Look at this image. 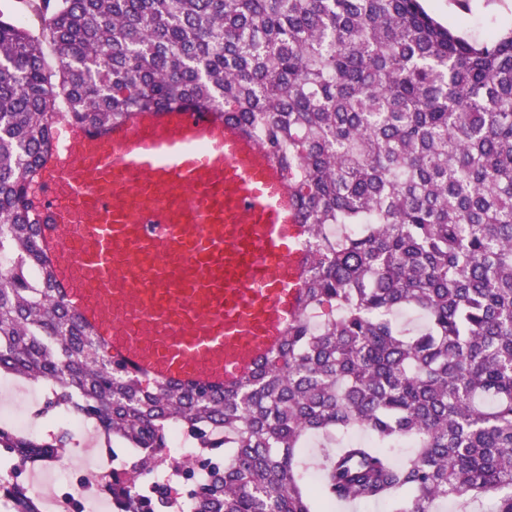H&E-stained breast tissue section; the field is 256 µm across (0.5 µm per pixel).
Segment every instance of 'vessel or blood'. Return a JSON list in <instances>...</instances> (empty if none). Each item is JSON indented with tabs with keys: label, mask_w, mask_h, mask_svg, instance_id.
<instances>
[{
	"label": "vessel or blood",
	"mask_w": 512,
	"mask_h": 512,
	"mask_svg": "<svg viewBox=\"0 0 512 512\" xmlns=\"http://www.w3.org/2000/svg\"><path fill=\"white\" fill-rule=\"evenodd\" d=\"M41 247L114 358L146 378L230 384L297 309L302 226L268 151L185 106L56 138Z\"/></svg>",
	"instance_id": "vessel-or-blood-1"
}]
</instances>
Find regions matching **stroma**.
I'll return each mask as SVG.
<instances>
[{
  "label": "stroma",
  "mask_w": 512,
  "mask_h": 512,
  "mask_svg": "<svg viewBox=\"0 0 512 512\" xmlns=\"http://www.w3.org/2000/svg\"><path fill=\"white\" fill-rule=\"evenodd\" d=\"M423 6L441 23L475 39L483 38L493 30L512 28V0H469V9L465 12L453 0H423ZM48 395V385L0 375V426H10L8 411L20 402L31 421L30 436L65 433L72 440L64 466L55 475H48L35 464L19 475L29 493L40 501L42 512H54L57 501L63 498L84 501L87 484L102 472V459L109 455L123 457L128 453L118 441L105 446L95 424L81 429L66 425L58 410L47 409Z\"/></svg>",
  "instance_id": "stroma-1"
}]
</instances>
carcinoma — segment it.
<instances>
[{
	"instance_id": "carcinoma-1",
	"label": "carcinoma",
	"mask_w": 512,
	"mask_h": 512,
	"mask_svg": "<svg viewBox=\"0 0 512 512\" xmlns=\"http://www.w3.org/2000/svg\"><path fill=\"white\" fill-rule=\"evenodd\" d=\"M20 4L37 26L0 18V372L134 449L105 480L117 512L173 507L153 494L178 479L194 512H512V29L469 39L419 0ZM178 105L264 146L305 227L297 316L233 385L114 362L40 244L31 186L54 132ZM175 428L193 457L171 454ZM353 429L369 439L312 466L308 438ZM69 444L0 426L17 471ZM0 497L41 512L7 474Z\"/></svg>"
}]
</instances>
